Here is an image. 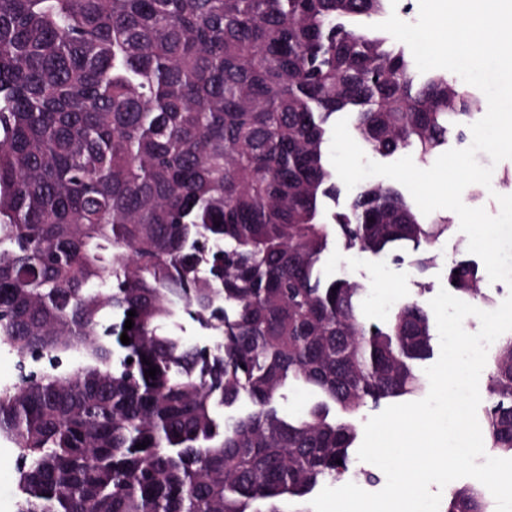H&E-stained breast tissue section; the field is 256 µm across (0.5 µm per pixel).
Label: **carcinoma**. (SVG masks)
Returning a JSON list of instances; mask_svg holds the SVG:
<instances>
[{
	"mask_svg": "<svg viewBox=\"0 0 512 512\" xmlns=\"http://www.w3.org/2000/svg\"><path fill=\"white\" fill-rule=\"evenodd\" d=\"M386 2L0 0V344L79 357L0 388L18 512H288L349 472L362 408L426 393L424 301L370 321L367 288L318 268L338 239L409 250L425 272L451 227L382 185L324 222L337 113L355 110L373 153L426 157L484 106L354 25ZM483 280L472 260L448 269L488 307ZM182 312L215 349L169 330ZM290 388L316 401L287 413ZM484 421L512 456V334L488 360ZM445 512L492 510L469 486Z\"/></svg>",
	"mask_w": 512,
	"mask_h": 512,
	"instance_id": "obj_1",
	"label": "carcinoma"
}]
</instances>
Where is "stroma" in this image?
Segmentation results:
<instances>
[{
    "mask_svg": "<svg viewBox=\"0 0 512 512\" xmlns=\"http://www.w3.org/2000/svg\"><path fill=\"white\" fill-rule=\"evenodd\" d=\"M482 165H493L496 182L487 189L479 184L465 188L462 200L465 205L482 207L489 214H497L499 205L496 194L512 195V159L491 163L488 155L478 154ZM452 226L433 245L436 264L426 274H419L414 265L412 252H401L400 256H372L345 249L340 242H332L322 255L320 269L325 280L347 277L364 284L370 291L363 313L373 321L388 319L403 302L424 296L434 298L441 287L448 284V269L458 260L468 258V239L458 227V216H451Z\"/></svg>",
    "mask_w": 512,
    "mask_h": 512,
    "instance_id": "stroma-1",
    "label": "stroma"
}]
</instances>
